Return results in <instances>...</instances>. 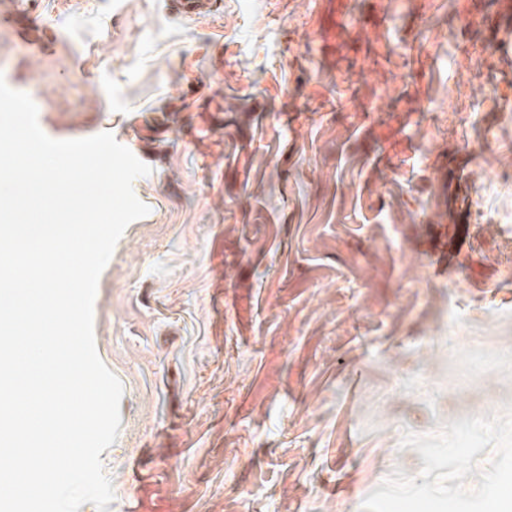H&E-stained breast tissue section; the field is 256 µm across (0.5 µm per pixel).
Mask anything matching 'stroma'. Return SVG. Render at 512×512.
<instances>
[{"label":"stroma","mask_w":512,"mask_h":512,"mask_svg":"<svg viewBox=\"0 0 512 512\" xmlns=\"http://www.w3.org/2000/svg\"><path fill=\"white\" fill-rule=\"evenodd\" d=\"M0 0L54 139L150 167L94 336L102 512H512L503 0ZM8 19L10 22H14L25 36L31 32L41 31V21L38 20L36 10L33 8V2L30 0L13 1Z\"/></svg>","instance_id":"stroma-1"}]
</instances>
